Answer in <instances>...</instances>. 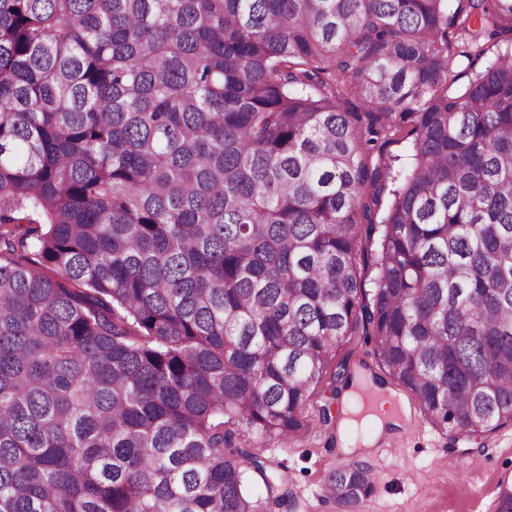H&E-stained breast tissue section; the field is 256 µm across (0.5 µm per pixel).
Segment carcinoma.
Listing matches in <instances>:
<instances>
[{
  "mask_svg": "<svg viewBox=\"0 0 512 512\" xmlns=\"http://www.w3.org/2000/svg\"><path fill=\"white\" fill-rule=\"evenodd\" d=\"M491 42L512 0H0V512H270L239 438L304 437L357 335L443 434L512 424Z\"/></svg>",
  "mask_w": 512,
  "mask_h": 512,
  "instance_id": "cac0c4a2",
  "label": "carcinoma"
}]
</instances>
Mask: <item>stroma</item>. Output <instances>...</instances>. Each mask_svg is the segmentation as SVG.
Listing matches in <instances>:
<instances>
[{
    "instance_id": "obj_1",
    "label": "stroma",
    "mask_w": 512,
    "mask_h": 512,
    "mask_svg": "<svg viewBox=\"0 0 512 512\" xmlns=\"http://www.w3.org/2000/svg\"><path fill=\"white\" fill-rule=\"evenodd\" d=\"M348 390L324 392L332 422L313 420L307 437L283 448L265 445L263 455L282 467L293 506L271 512H341L324 494L336 468L362 464L374 492L359 512H495L498 485L512 479V425L450 440L411 410L401 427L382 434L371 450L350 446L342 428Z\"/></svg>"
}]
</instances>
